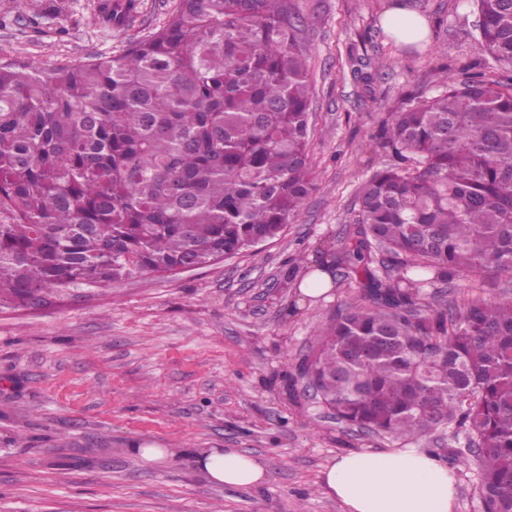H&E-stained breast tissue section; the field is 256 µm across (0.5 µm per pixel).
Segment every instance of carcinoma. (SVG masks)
<instances>
[{"label": "carcinoma", "instance_id": "cac0c4a2", "mask_svg": "<svg viewBox=\"0 0 512 512\" xmlns=\"http://www.w3.org/2000/svg\"><path fill=\"white\" fill-rule=\"evenodd\" d=\"M474 2L481 47L512 66V0ZM305 25L290 0H179L119 56L0 65V307L279 237L314 186ZM440 84L376 140L389 163L359 188L332 268L360 290L299 377L361 431L464 434L455 455L485 512H512V301H432L464 275L512 276V84L446 70Z\"/></svg>", "mask_w": 512, "mask_h": 512}]
</instances>
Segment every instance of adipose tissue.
<instances>
[{
    "label": "adipose tissue",
    "instance_id": "obj_1",
    "mask_svg": "<svg viewBox=\"0 0 512 512\" xmlns=\"http://www.w3.org/2000/svg\"><path fill=\"white\" fill-rule=\"evenodd\" d=\"M397 42L426 40L424 17L395 6L381 18ZM195 462L209 480L235 487H259L263 467L252 457L227 448L196 453ZM322 483L344 512H453L455 477L435 455L418 448L348 452L322 473Z\"/></svg>",
    "mask_w": 512,
    "mask_h": 512
}]
</instances>
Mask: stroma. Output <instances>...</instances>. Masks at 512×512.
<instances>
[{"label": "stroma", "mask_w": 512, "mask_h": 512, "mask_svg": "<svg viewBox=\"0 0 512 512\" xmlns=\"http://www.w3.org/2000/svg\"><path fill=\"white\" fill-rule=\"evenodd\" d=\"M0 0V63L77 65L122 54L162 28L178 0H135L125 24L105 22V0ZM393 0H291L313 86L309 161L315 188L281 237L215 265L144 272L101 288H63L50 305L0 310V512H343L320 482L348 451L402 446L450 464L454 512H484L475 466L440 426L402 441L338 423L316 399L291 396L302 357L347 285L302 298L322 253L336 251L356 194L387 157L376 137L392 112L439 89L441 70L479 64L474 0H402L430 34L400 44L381 25ZM371 59L372 82L351 54ZM164 449L148 460L133 446ZM235 448L265 468L258 488L210 482L192 454Z\"/></svg>", "instance_id": "stroma-1"}]
</instances>
